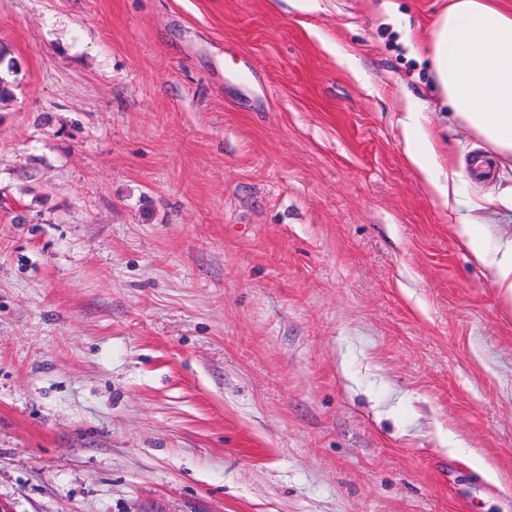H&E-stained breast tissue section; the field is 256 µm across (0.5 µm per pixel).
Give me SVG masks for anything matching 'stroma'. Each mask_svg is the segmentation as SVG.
<instances>
[{"instance_id":"35a3bbf8","label":"stroma","mask_w":512,"mask_h":512,"mask_svg":"<svg viewBox=\"0 0 512 512\" xmlns=\"http://www.w3.org/2000/svg\"><path fill=\"white\" fill-rule=\"evenodd\" d=\"M448 3L0 0V512H512V301L404 152H487Z\"/></svg>"}]
</instances>
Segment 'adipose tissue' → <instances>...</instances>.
<instances>
[{
  "label": "adipose tissue",
  "mask_w": 512,
  "mask_h": 512,
  "mask_svg": "<svg viewBox=\"0 0 512 512\" xmlns=\"http://www.w3.org/2000/svg\"><path fill=\"white\" fill-rule=\"evenodd\" d=\"M428 44L433 78L452 117L497 157L512 161V10L493 0H452ZM401 109L407 158L431 192L444 204L475 209L461 198L459 173L442 166L422 107L408 98ZM469 212L460 216L457 233L479 264L495 267L498 287L512 299V239L489 247L483 225Z\"/></svg>",
  "instance_id": "adipose-tissue-1"
}]
</instances>
